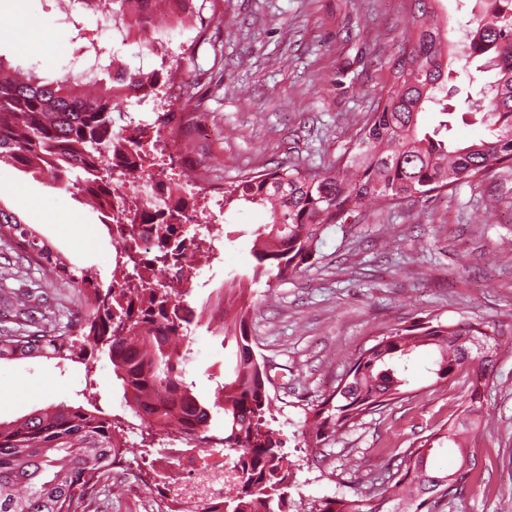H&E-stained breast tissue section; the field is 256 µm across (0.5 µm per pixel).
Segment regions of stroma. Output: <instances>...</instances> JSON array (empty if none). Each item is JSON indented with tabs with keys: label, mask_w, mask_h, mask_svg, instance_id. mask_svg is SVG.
I'll return each instance as SVG.
<instances>
[{
	"label": "stroma",
	"mask_w": 512,
	"mask_h": 512,
	"mask_svg": "<svg viewBox=\"0 0 512 512\" xmlns=\"http://www.w3.org/2000/svg\"><path fill=\"white\" fill-rule=\"evenodd\" d=\"M412 0H221L203 9L193 53L175 55L180 77L169 89L184 115L185 161L178 176L225 187L278 164L324 168L346 155L390 78L403 46ZM118 52L130 68L151 64L139 44L112 38L101 14L66 11L64 0H0V58L38 67L55 78L80 63L90 42ZM0 206L49 240L78 268L112 280V240L82 196L0 165ZM224 253L188 284L194 306L215 303L225 278L251 271L253 230L263 209L240 206L219 215ZM16 243L0 240V273L12 288L48 292L57 327L84 308L73 285L47 280L38 266H17ZM257 309L251 346L266 364L275 405L272 426L290 460L288 493L304 512L318 501L372 491L405 450L456 417L467 404L469 380L457 373L435 383L430 355L419 352L411 384L399 399L364 415L357 426L305 447V417L345 377L359 352L386 328L430 317L446 323L478 319L512 336V170L497 168L448 192L416 196L360 223L332 227L316 262L282 279L253 284ZM187 375L213 400L232 365L234 347L198 328L191 335ZM100 406L120 418L127 449L143 447L146 422L126 406L106 356L92 375ZM80 364L59 368L45 358L0 362V418L65 402L82 403ZM470 449L479 467L461 495L433 512H512V345H502ZM132 469L112 475L88 494L78 512H156L155 485Z\"/></svg>",
	"instance_id": "stroma-1"
}]
</instances>
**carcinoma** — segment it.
Instances as JSON below:
<instances>
[{
	"instance_id": "carcinoma-1",
	"label": "carcinoma",
	"mask_w": 512,
	"mask_h": 512,
	"mask_svg": "<svg viewBox=\"0 0 512 512\" xmlns=\"http://www.w3.org/2000/svg\"><path fill=\"white\" fill-rule=\"evenodd\" d=\"M179 0H70V5L106 13L107 21L128 16L134 25L153 27L161 9L172 11ZM437 0H414L404 46L390 67L391 82L360 130L349 156L317 170L298 164L253 172L224 187V208L241 203L263 208L268 222L257 228L251 255L252 275L224 283L212 312L200 313L174 302L171 286L147 288L128 297L116 288H100L96 273L76 268L25 227L19 216L0 206V239L26 242L25 260L51 271L66 283L82 284L78 292L86 311L56 329L0 333V361L47 358L69 361L90 371L89 362L104 354L117 376L128 381L133 412L149 426L175 428L205 448L217 444L234 461V492L211 512H290L288 470L283 442L268 426L269 379L248 334L256 310L252 285L264 276L285 278L313 264L323 233L333 225L356 223L371 205L389 209L401 200L442 193L463 181L486 176L494 167L512 168V0H488L489 20L466 22L465 57H484L496 71L484 113L488 133L463 146L451 138L448 104L437 93L448 89L444 65L448 33L438 20ZM98 68L89 76L65 73L49 80L23 72L0 59V164L33 176L49 173L61 189L91 198L102 223L130 217L123 227L135 241L136 222L154 220L148 199L130 203L112 193V153L127 159L142 140L126 136L113 118L122 93L106 81L112 68L144 93L171 80L172 69L131 70L109 51L94 49ZM437 109V120L419 128V115ZM195 195H177L170 218L186 217ZM154 262L167 261L186 248L171 225L155 230ZM236 345L232 371L208 403L186 381L184 364L192 324ZM503 337L480 321L445 324L432 317L406 327L389 328L355 358L347 379L320 406L309 411V448H317L329 431L356 424L368 412L382 409L405 393L414 353L432 355L430 373L445 382L462 369L488 381ZM471 383L470 403L462 414L416 448L404 452L396 471L381 481L371 497L327 500L316 512H432L431 500L463 493L475 480L470 468L451 481L435 469V446L448 445L458 455L467 450L466 434L483 416V402ZM86 404L59 403L0 420V512H78L89 489L109 477L124 458L122 428L104 414L97 393L83 394ZM223 416L224 431L211 433L213 414ZM378 504L371 505L372 501Z\"/></svg>"
}]
</instances>
